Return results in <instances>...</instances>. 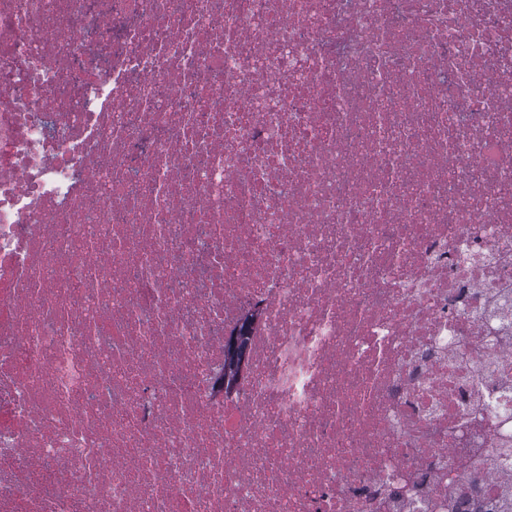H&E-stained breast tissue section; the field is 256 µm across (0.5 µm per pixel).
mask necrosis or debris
Masks as SVG:
<instances>
[{
    "label": "necrosis or debris",
    "instance_id": "obj_1",
    "mask_svg": "<svg viewBox=\"0 0 512 512\" xmlns=\"http://www.w3.org/2000/svg\"><path fill=\"white\" fill-rule=\"evenodd\" d=\"M507 444L512 0H0V512H439Z\"/></svg>",
    "mask_w": 512,
    "mask_h": 512
}]
</instances>
